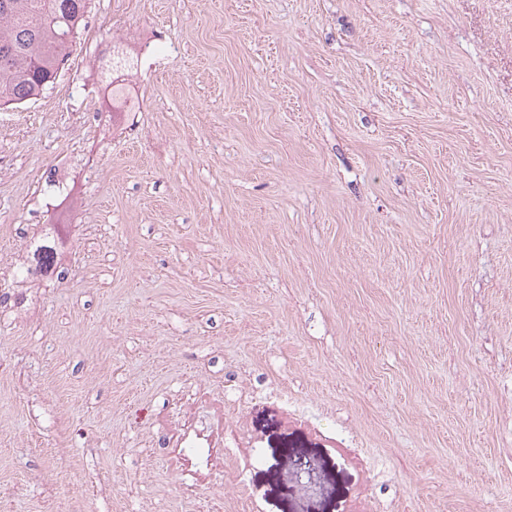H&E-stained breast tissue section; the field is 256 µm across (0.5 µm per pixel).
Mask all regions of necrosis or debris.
Here are the masks:
<instances>
[{"instance_id": "1", "label": "necrosis or debris", "mask_w": 512, "mask_h": 512, "mask_svg": "<svg viewBox=\"0 0 512 512\" xmlns=\"http://www.w3.org/2000/svg\"><path fill=\"white\" fill-rule=\"evenodd\" d=\"M237 379V373L229 371L223 388L199 382L171 395L152 426L149 454L174 474L183 498L205 508L211 490L226 488L242 512H262L250 486L260 446L249 414L263 395L234 392Z\"/></svg>"}]
</instances>
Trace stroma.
<instances>
[{"instance_id": "stroma-1", "label": "stroma", "mask_w": 512, "mask_h": 512, "mask_svg": "<svg viewBox=\"0 0 512 512\" xmlns=\"http://www.w3.org/2000/svg\"><path fill=\"white\" fill-rule=\"evenodd\" d=\"M50 239L54 273L19 278ZM16 290L6 512H196L162 462L140 482L136 436L230 369L320 407L253 410L264 512L356 494L319 428L404 512H512V0H91L53 87L0 109Z\"/></svg>"}]
</instances>
